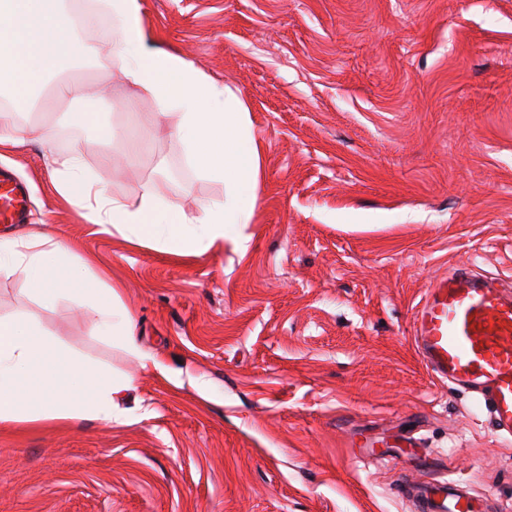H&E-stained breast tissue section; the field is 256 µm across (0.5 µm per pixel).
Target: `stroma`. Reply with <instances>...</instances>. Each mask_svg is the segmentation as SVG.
<instances>
[{"instance_id": "1", "label": "stroma", "mask_w": 512, "mask_h": 512, "mask_svg": "<svg viewBox=\"0 0 512 512\" xmlns=\"http://www.w3.org/2000/svg\"><path fill=\"white\" fill-rule=\"evenodd\" d=\"M147 36L249 110L258 203L230 242L179 256L97 233L59 198L52 158L83 152L116 197L199 214L224 195L97 35L95 68L34 100L51 146L0 150L29 187V232L119 289L159 369L0 272V317L132 378L136 423L0 425V512H418L430 470L512 512V437L425 368L413 312L459 267L512 288V0H142ZM93 98L48 104L61 81ZM91 122L72 125L69 113ZM123 136L109 144L102 129Z\"/></svg>"}]
</instances>
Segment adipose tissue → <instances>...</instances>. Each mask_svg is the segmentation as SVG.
Here are the masks:
<instances>
[{"label":"adipose tissue","instance_id":"adipose-tissue-1","mask_svg":"<svg viewBox=\"0 0 512 512\" xmlns=\"http://www.w3.org/2000/svg\"><path fill=\"white\" fill-rule=\"evenodd\" d=\"M112 19V56L124 73L179 119L172 132L199 174L223 183L222 199L204 206L201 216L163 204L147 195L129 202L112 196L89 176L81 154L59 160L53 185L67 203L81 205L100 232L137 242L156 241L170 253L196 254L231 240L246 251L241 231L257 203L261 145L254 136L247 106L228 88L205 80L186 55L158 49L143 28L141 0H105ZM96 18L75 24L64 0H0V148L24 140L50 143L51 126L18 124L45 75L68 61H82L91 49L87 37ZM89 262L50 238L23 233L0 239V269L19 274L43 298L79 293L98 324L132 354H141L133 318L118 288H99L86 278ZM131 379L108 376L45 338L23 316L0 318V423L81 421L95 418L126 425L124 403Z\"/></svg>","mask_w":512,"mask_h":512}]
</instances>
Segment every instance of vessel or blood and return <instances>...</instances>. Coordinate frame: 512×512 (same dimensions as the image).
<instances>
[{
	"instance_id": "vessel-or-blood-1",
	"label": "vessel or blood",
	"mask_w": 512,
	"mask_h": 512,
	"mask_svg": "<svg viewBox=\"0 0 512 512\" xmlns=\"http://www.w3.org/2000/svg\"><path fill=\"white\" fill-rule=\"evenodd\" d=\"M23 186L0 173V223L25 216ZM414 342L426 369L476 393L499 434L512 435V292L461 267L428 288L414 313ZM426 512H474L471 497H449L447 481L418 487Z\"/></svg>"
}]
</instances>
